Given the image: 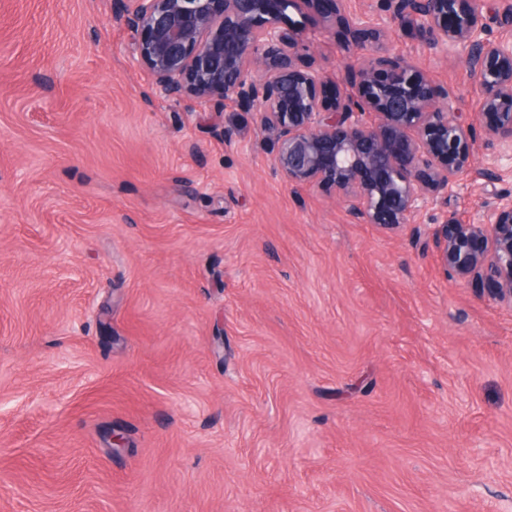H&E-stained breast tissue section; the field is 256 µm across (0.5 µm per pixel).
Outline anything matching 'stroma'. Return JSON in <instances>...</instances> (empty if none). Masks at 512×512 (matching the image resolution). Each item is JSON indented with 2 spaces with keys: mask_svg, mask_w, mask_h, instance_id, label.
I'll return each instance as SVG.
<instances>
[{
  "mask_svg": "<svg viewBox=\"0 0 512 512\" xmlns=\"http://www.w3.org/2000/svg\"><path fill=\"white\" fill-rule=\"evenodd\" d=\"M118 6L0 0V512H512V309L439 265V207L288 184L254 112L156 95ZM389 48L480 123L464 62ZM506 187L479 144L447 211Z\"/></svg>",
  "mask_w": 512,
  "mask_h": 512,
  "instance_id": "35a3bbf8",
  "label": "stroma"
}]
</instances>
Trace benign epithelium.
<instances>
[{
    "instance_id": "1",
    "label": "benign epithelium",
    "mask_w": 512,
    "mask_h": 512,
    "mask_svg": "<svg viewBox=\"0 0 512 512\" xmlns=\"http://www.w3.org/2000/svg\"><path fill=\"white\" fill-rule=\"evenodd\" d=\"M303 2L317 23L335 20L354 42L331 80L310 60L302 32L280 16ZM140 63L159 95L217 108L254 109L273 161L289 183L330 185L365 224L397 228L470 166L477 130L453 111L456 94L432 85L385 47L413 28L445 59L462 57L482 99L483 135L512 158V0H498L488 32L485 0H382L367 17L330 11L339 0H121ZM333 90L324 108L320 91ZM431 235L443 269L512 308V191L496 195L482 224L443 215Z\"/></svg>"
}]
</instances>
